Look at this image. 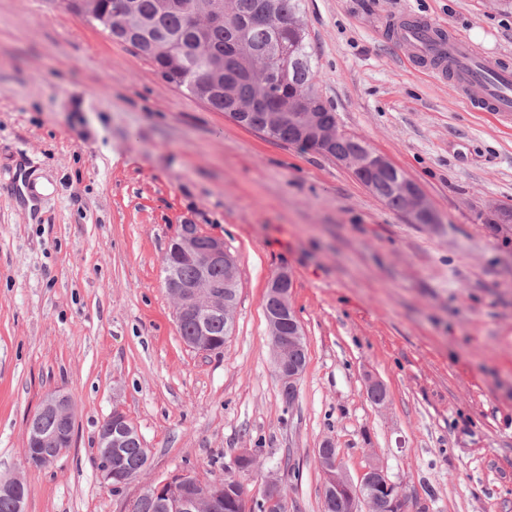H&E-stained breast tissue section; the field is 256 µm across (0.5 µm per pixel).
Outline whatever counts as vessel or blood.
Instances as JSON below:
<instances>
[{"instance_id": "1", "label": "vessel or blood", "mask_w": 512, "mask_h": 512, "mask_svg": "<svg viewBox=\"0 0 512 512\" xmlns=\"http://www.w3.org/2000/svg\"><path fill=\"white\" fill-rule=\"evenodd\" d=\"M392 32L413 58L433 62L439 77H452L463 97L512 120L511 69L489 60L465 37L427 19L419 30L396 26Z\"/></svg>"}]
</instances>
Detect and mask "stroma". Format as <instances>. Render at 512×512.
<instances>
[{"mask_svg":"<svg viewBox=\"0 0 512 512\" xmlns=\"http://www.w3.org/2000/svg\"><path fill=\"white\" fill-rule=\"evenodd\" d=\"M320 94L340 130L420 186L411 223L333 158L242 128L66 7L0 0V476L26 512H129L184 470L224 477L241 449L288 512H323L315 448L350 476L377 459L407 512H512V125L407 62L384 29L431 18L512 67L504 0H302ZM222 237L240 290L222 353L189 348L162 258L184 220ZM294 277L308 348L292 404L272 370L268 281ZM387 402L373 404L366 376ZM52 389L75 441L23 467L26 420ZM148 467L96 472L113 409ZM25 485L26 483L24 479L19 475L3 477L0 479V493L3 495H9L13 498L16 512H25L24 504L26 496L24 493L28 495V488L27 486L25 487Z\"/></svg>","mask_w":512,"mask_h":512,"instance_id":"1","label":"stroma"}]
</instances>
